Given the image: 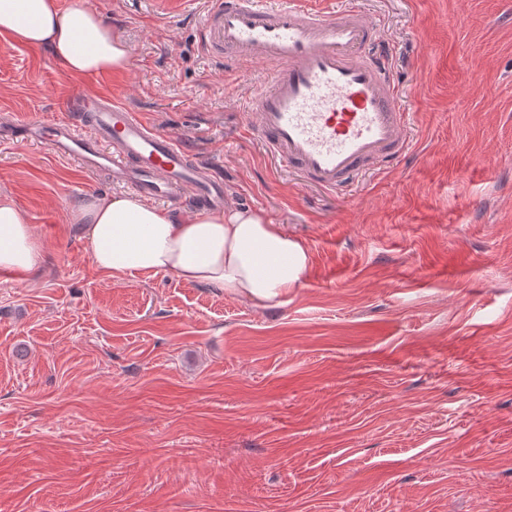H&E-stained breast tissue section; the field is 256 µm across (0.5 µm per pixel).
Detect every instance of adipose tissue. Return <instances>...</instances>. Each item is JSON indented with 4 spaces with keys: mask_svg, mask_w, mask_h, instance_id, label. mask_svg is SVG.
Here are the masks:
<instances>
[{
    "mask_svg": "<svg viewBox=\"0 0 512 512\" xmlns=\"http://www.w3.org/2000/svg\"><path fill=\"white\" fill-rule=\"evenodd\" d=\"M0 36L51 51L72 76L124 70L126 44L82 0H0ZM94 264L119 275L169 273L248 298L281 304L306 272L308 248L259 210L228 209L180 217L129 196H97L78 204ZM42 252L26 213L0 194V270L29 272Z\"/></svg>",
    "mask_w": 512,
    "mask_h": 512,
    "instance_id": "1",
    "label": "adipose tissue"
}]
</instances>
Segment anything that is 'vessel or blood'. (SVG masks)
I'll use <instances>...</instances> for the list:
<instances>
[{"label":"vessel or blood","instance_id":"obj_1","mask_svg":"<svg viewBox=\"0 0 512 512\" xmlns=\"http://www.w3.org/2000/svg\"><path fill=\"white\" fill-rule=\"evenodd\" d=\"M204 53L264 70L246 100L248 131L263 151L305 182L344 190L368 166L388 168L408 153L407 115L378 21L362 11H315L302 0H209ZM77 118L26 121L33 141L78 161L90 176L148 201H225L224 181L174 139L124 105L86 93Z\"/></svg>","mask_w":512,"mask_h":512}]
</instances>
